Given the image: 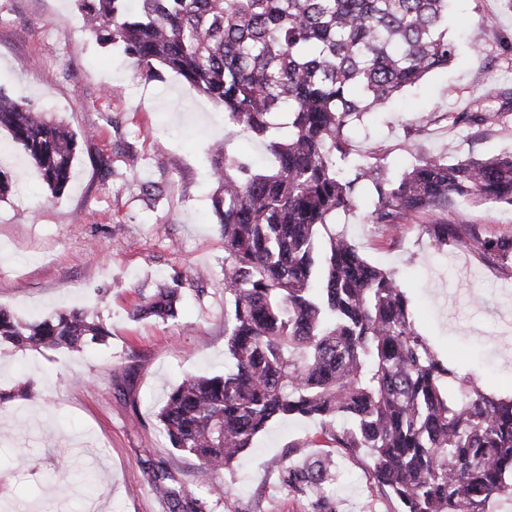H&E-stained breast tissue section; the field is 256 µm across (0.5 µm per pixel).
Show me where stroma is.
<instances>
[{"label":"stroma","instance_id":"obj_1","mask_svg":"<svg viewBox=\"0 0 512 512\" xmlns=\"http://www.w3.org/2000/svg\"><path fill=\"white\" fill-rule=\"evenodd\" d=\"M448 35L457 58L384 111L365 114L355 133L357 150L383 148L390 175L448 146L460 158L512 152V114L485 127L449 120L488 87L512 88L502 50L512 41V10L503 0H453ZM482 70L485 85L473 81ZM0 93L82 136L71 182L57 196L0 131V169L19 178L0 202V306L24 320L84 309L112 330L79 350L0 344V512H165L145 481L150 467L166 470L209 512H312L268 462L330 450L340 468L336 512H396L366 455L334 448L317 422H274L220 473L173 449L160 428L163 400L185 376L224 371V239L211 205L210 148L225 140L257 163L264 145L225 124L221 106L173 73L138 77L119 49L85 32L73 0H0ZM434 114L438 123L424 125ZM129 151L140 158L133 169ZM371 208L363 190L341 217L351 242L396 271L441 360L511 396L512 281L467 252L438 250L424 227L478 224L486 235L512 237V207L455 199L411 215L393 239L371 224ZM175 278L182 289L174 319L131 318L140 296Z\"/></svg>","mask_w":512,"mask_h":512}]
</instances>
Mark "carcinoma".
<instances>
[{"label": "carcinoma", "mask_w": 512, "mask_h": 512, "mask_svg": "<svg viewBox=\"0 0 512 512\" xmlns=\"http://www.w3.org/2000/svg\"><path fill=\"white\" fill-rule=\"evenodd\" d=\"M84 27L118 47L138 75L182 77L223 108L229 125L266 141L272 167L212 145L213 204L224 237V374L183 378L158 413L171 446L216 472L275 419L317 421L338 448L364 453L399 512H500L512 507V397L481 390L434 354L401 283L364 259L328 219L374 190L371 222L453 198L512 206V154L421 158L387 176L380 151L354 152L363 114L448 67L449 0H76ZM512 89L490 88L454 122L491 125ZM55 195L71 178L79 137L23 99L0 94V130ZM453 247L512 279V239L477 224H429ZM327 239H321V234ZM178 285L141 297L132 317L177 314ZM108 326L86 311L23 320L0 308V342L79 349ZM282 479L334 512V454L285 467ZM147 484L166 512L203 501L159 470Z\"/></svg>", "instance_id": "obj_1"}]
</instances>
